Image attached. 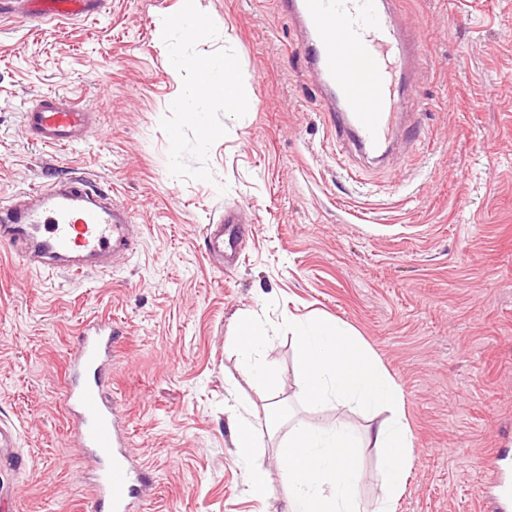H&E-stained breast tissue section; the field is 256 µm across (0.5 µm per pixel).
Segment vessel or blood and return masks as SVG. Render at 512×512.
I'll use <instances>...</instances> for the list:
<instances>
[{
  "mask_svg": "<svg viewBox=\"0 0 512 512\" xmlns=\"http://www.w3.org/2000/svg\"><path fill=\"white\" fill-rule=\"evenodd\" d=\"M100 0H39L46 19L89 15ZM282 13L303 32L299 54L314 77L337 139L364 155L387 158L398 122L411 103L403 78L409 61H421L419 46H408L386 0H277ZM36 140L57 148L74 143L92 124V114L56 92L39 96L24 114ZM128 212L108 200L107 191L77 178L32 191L16 208H0V240L27 264H52L81 276L107 267L130 245ZM250 227L238 211L225 210L205 225L208 253L236 264ZM117 332L111 319L84 321L68 359L64 410L70 438L98 463L91 512H134L149 487L145 473L126 454V435L105 392ZM488 480L481 490L490 512H512V481L498 456L482 463Z\"/></svg>",
  "mask_w": 512,
  "mask_h": 512,
  "instance_id": "vessel-or-blood-1",
  "label": "vessel or blood"
}]
</instances>
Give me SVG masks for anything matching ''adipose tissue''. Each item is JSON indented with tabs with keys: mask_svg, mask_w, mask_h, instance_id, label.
Here are the masks:
<instances>
[{
	"mask_svg": "<svg viewBox=\"0 0 512 512\" xmlns=\"http://www.w3.org/2000/svg\"><path fill=\"white\" fill-rule=\"evenodd\" d=\"M197 82L186 98L176 103L179 110L197 112L199 106L211 99L223 100L225 105L242 111L250 107L251 99L246 84L232 74L216 77L213 65L207 60L195 61ZM234 445L236 455L244 465V484L246 492L252 498L263 499L268 495L267 469L261 449L264 445V428L274 427L281 421V410L276 406L265 409L264 425H256L249 417L233 412Z\"/></svg>",
	"mask_w": 512,
	"mask_h": 512,
	"instance_id": "obj_1",
	"label": "adipose tissue"
}]
</instances>
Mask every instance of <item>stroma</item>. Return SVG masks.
<instances>
[{"label": "stroma", "instance_id": "stroma-1", "mask_svg": "<svg viewBox=\"0 0 512 512\" xmlns=\"http://www.w3.org/2000/svg\"><path fill=\"white\" fill-rule=\"evenodd\" d=\"M427 60L411 75L424 131L384 166L336 140L276 0H102L87 17L0 16V205L80 177L134 215L131 256L74 277L25 265L0 242V460L7 512H88L94 472L72 448L66 360L82 321L118 331L112 393L128 451L153 488L142 512H285L280 441L292 424L365 432L375 417L297 397L295 347L276 335L274 391L258 394L228 344L239 316L271 325L346 323L402 386L411 468L396 512H480L475 463L512 458V0H389ZM206 17L188 36L183 13ZM185 58L173 68L170 46ZM231 63L249 109L202 105L223 139L201 145L175 103L192 62ZM48 90L83 104L92 128L42 146L23 114ZM243 209L240 262L209 259L205 224ZM287 419L264 437L269 494L246 495L224 400Z\"/></svg>", "mask_w": 512, "mask_h": 512}]
</instances>
